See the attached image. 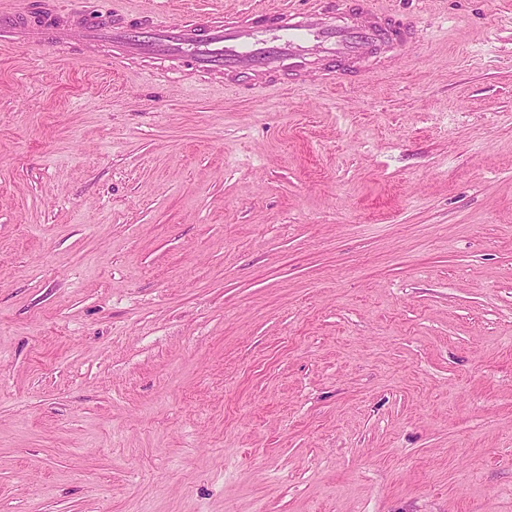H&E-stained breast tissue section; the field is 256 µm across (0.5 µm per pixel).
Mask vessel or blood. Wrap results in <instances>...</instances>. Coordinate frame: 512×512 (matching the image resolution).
I'll return each instance as SVG.
<instances>
[{
  "mask_svg": "<svg viewBox=\"0 0 512 512\" xmlns=\"http://www.w3.org/2000/svg\"><path fill=\"white\" fill-rule=\"evenodd\" d=\"M363 2L359 21L349 10L320 4L304 12L278 11L267 26L258 25L251 11L232 18L157 19L142 40L106 12L92 16L71 10L31 19L0 9V47L42 44L64 55L71 49L70 34L77 29L87 48L108 47L116 56L149 58L155 75L161 77L180 78L175 62L187 56L199 79L221 75L233 87L248 74L253 86L263 89L284 82L289 61L302 59L308 46L316 47L320 61L340 67L363 59L376 44L402 46L412 39V29L389 18L377 0Z\"/></svg>",
  "mask_w": 512,
  "mask_h": 512,
  "instance_id": "vessel-or-blood-1",
  "label": "vessel or blood"
}]
</instances>
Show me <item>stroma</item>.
Returning a JSON list of instances; mask_svg holds the SVG:
<instances>
[{"mask_svg": "<svg viewBox=\"0 0 512 512\" xmlns=\"http://www.w3.org/2000/svg\"><path fill=\"white\" fill-rule=\"evenodd\" d=\"M379 4L264 100L0 49V512H512V0Z\"/></svg>", "mask_w": 512, "mask_h": 512, "instance_id": "35a3bbf8", "label": "stroma"}]
</instances>
